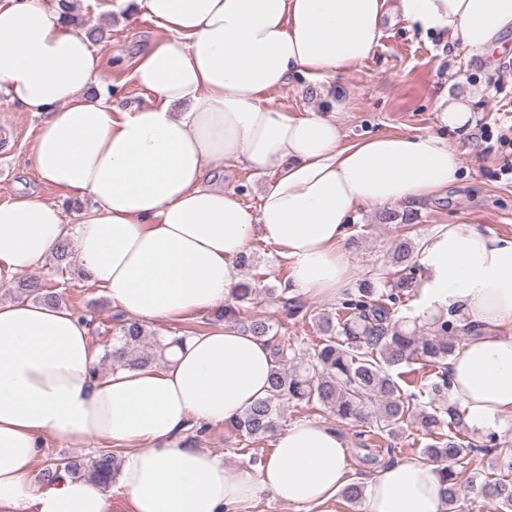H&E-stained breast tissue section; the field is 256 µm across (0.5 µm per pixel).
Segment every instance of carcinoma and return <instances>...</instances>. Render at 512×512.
I'll return each mask as SVG.
<instances>
[{
	"label": "carcinoma",
	"mask_w": 512,
	"mask_h": 512,
	"mask_svg": "<svg viewBox=\"0 0 512 512\" xmlns=\"http://www.w3.org/2000/svg\"><path fill=\"white\" fill-rule=\"evenodd\" d=\"M418 248L419 243L414 239H400L390 252L387 274L392 276V281L385 288L377 287V279L369 277L356 290L345 294L336 308V317L318 314L321 336L305 360H297L296 349L282 341L268 322L252 319L244 324V330L269 346L275 367L270 374L269 395L228 424L241 437L263 438L277 430L284 404L316 403L340 421L361 428L357 436L366 448L367 436L393 438L411 418L429 439L422 458L441 464V512H457L459 504L472 496L490 506L493 512H512L511 454L500 458L496 472L483 480L472 478L465 484L458 481V469L467 468L473 449L491 451L499 447L494 432H475L467 437L468 426L458 407L448 399L447 360L469 337L478 334V328L460 317L454 307L421 324L416 319L395 317V306L415 284ZM72 257L71 242H61L53 256L56 272L69 268ZM252 292L253 285H239L236 303L224 306L216 319L237 320L238 304L250 300ZM15 294L52 305L61 304V293L32 279L18 280ZM116 341L117 346L105 352L104 359L134 369L164 357L171 343L178 339L166 343L155 338L144 325L130 321L120 324ZM416 363L437 369L435 380L425 386L428 402L420 408L412 407L410 395L393 375L394 370ZM61 471L107 486L119 474L120 461L109 450L86 463L62 460L43 470L42 483L52 484ZM341 496L358 503L365 498V486L358 481L351 482L341 490Z\"/></svg>",
	"instance_id": "obj_1"
}]
</instances>
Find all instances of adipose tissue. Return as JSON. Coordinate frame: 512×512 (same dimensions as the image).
<instances>
[{
    "label": "adipose tissue",
    "mask_w": 512,
    "mask_h": 512,
    "mask_svg": "<svg viewBox=\"0 0 512 512\" xmlns=\"http://www.w3.org/2000/svg\"><path fill=\"white\" fill-rule=\"evenodd\" d=\"M385 0H114L166 39L144 51L132 77L148 102L114 111L88 95L98 48L59 0H0V91L43 114L31 160L57 202L0 203V292L10 273L75 244L81 272L142 323L208 314L228 304L253 238L282 247L292 287L328 299L349 286L345 248L361 207L440 196L460 159L429 132L344 141L331 111L296 112L272 92L293 76L328 84L380 43ZM414 28L445 32L487 53L512 31V0H398ZM275 177L257 209L213 186L225 163ZM80 203L73 221L65 202ZM418 309L459 307L479 324L450 357L449 399L479 431L512 416V239L462 220L426 237ZM86 319L45 303L0 304V512H109L102 489L67 474L34 489L43 438L121 451L119 484L131 512H238L270 494L320 505L348 483L347 446L304 421L274 440L259 474L231 470L185 443L190 421L221 425L268 394L262 341L232 325L185 336L163 365L100 378ZM438 464L407 458L379 469L369 512H440Z\"/></svg>",
    "instance_id": "1"
}]
</instances>
